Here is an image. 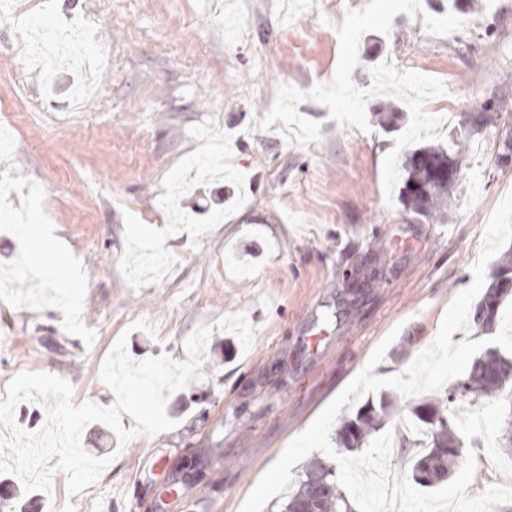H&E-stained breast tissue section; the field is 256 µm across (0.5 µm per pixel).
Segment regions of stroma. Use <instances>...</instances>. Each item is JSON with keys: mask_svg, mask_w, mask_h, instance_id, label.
Masks as SVG:
<instances>
[{"mask_svg": "<svg viewBox=\"0 0 512 512\" xmlns=\"http://www.w3.org/2000/svg\"><path fill=\"white\" fill-rule=\"evenodd\" d=\"M222 2L217 12L211 0H13L23 13L100 23L101 55L60 69L49 89L15 70L20 46L0 22V109L22 127L0 166L43 184L29 208L81 273L75 286L17 275L24 240L0 230V400L17 374L41 372L69 382L74 404L111 405L100 373L120 335L134 360L183 361L185 339L214 327L200 377L167 400L173 429L123 445L107 425H88L84 449L111 459L100 477L72 495L60 471L47 493L0 473L9 512H240L383 339L374 375L402 372L473 281L486 225L512 186V163L495 159L512 127V0H422L425 14L453 13L463 28L437 36L400 13L389 34L359 43L358 87L384 62L444 82L453 110L440 133L487 103L499 114L470 139L442 224L386 203L382 162L395 135L375 117L365 131L343 127L306 99L297 110L320 123L318 142L254 127L280 86L307 91L334 77L349 0L332 10L325 0ZM212 139L227 160L220 180L188 165ZM151 251L167 257L164 275L132 279ZM371 259L379 276L352 293ZM73 286L74 312L59 301ZM240 313L255 329L247 351L216 327ZM475 457L468 496L512 483V456L493 447Z\"/></svg>", "mask_w": 512, "mask_h": 512, "instance_id": "1", "label": "stroma"}]
</instances>
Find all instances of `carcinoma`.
I'll list each match as a JSON object with an SVG mask.
<instances>
[{
  "label": "carcinoma",
  "instance_id": "carcinoma-1",
  "mask_svg": "<svg viewBox=\"0 0 512 512\" xmlns=\"http://www.w3.org/2000/svg\"><path fill=\"white\" fill-rule=\"evenodd\" d=\"M490 106L470 112L460 125L467 134L482 133L497 118L489 114ZM466 157V143L449 136L448 146L426 145L409 150L403 159L404 172L400 201L416 217L430 224L446 219L448 195L457 180L448 179V171L459 172ZM512 281V258L504 255L471 312L472 328L492 332L499 310L509 289L497 286ZM469 393L466 403L490 399L505 400L504 425L500 429L501 448L512 451V359L495 349L475 359L462 378L452 382L441 398H426L400 405L398 399L383 395L354 414L342 419L336 428V442L346 452L361 450L370 443L393 417L407 412L417 427L414 436L396 429L400 453L409 456L411 480L423 488H435L447 481L463 456V442L455 423L459 401L453 398L459 389ZM281 512H354V506L341 488L336 462L322 458L309 460L298 480L280 505Z\"/></svg>",
  "mask_w": 512,
  "mask_h": 512
}]
</instances>
